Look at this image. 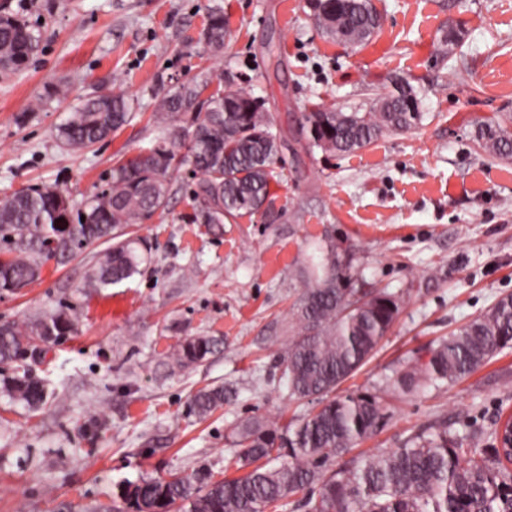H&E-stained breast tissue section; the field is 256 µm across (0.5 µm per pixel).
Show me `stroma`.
Returning a JSON list of instances; mask_svg holds the SVG:
<instances>
[{"instance_id": "1", "label": "stroma", "mask_w": 512, "mask_h": 512, "mask_svg": "<svg viewBox=\"0 0 512 512\" xmlns=\"http://www.w3.org/2000/svg\"><path fill=\"white\" fill-rule=\"evenodd\" d=\"M373 3L382 26L354 47L327 37L305 0H0V13L42 36L25 70L0 73V200L55 185L81 201L104 185L117 151L151 144L157 94L194 78L243 75L279 137L267 213L220 233L190 223L196 175L184 165L165 210L134 228L153 246L139 274L86 288L103 250L94 244L21 292H0V321L61 303L80 315L78 334L38 365L53 390L46 405L28 410L0 394V512H124L121 485L144 477L236 475L232 424L283 425L315 407L289 399L279 377L302 271L326 238L350 255L353 287L403 298L375 356L338 389L382 396L385 423L334 467L437 427L465 447L494 446L512 417V350L415 396L390 382L512 293V160L474 142L477 121L512 116V0ZM216 4L231 37L212 57L199 33ZM452 25L464 34L456 49L440 43ZM402 75L422 100L417 128L343 156L307 151L301 126L313 106L366 111ZM52 84L65 91L44 100ZM96 86L127 93L135 115L91 148H67L57 130ZM197 335L221 344L201 364L173 368L178 343ZM217 385L223 408L198 420L190 393Z\"/></svg>"}]
</instances>
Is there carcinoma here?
Masks as SVG:
<instances>
[{"label": "carcinoma", "mask_w": 512, "mask_h": 512, "mask_svg": "<svg viewBox=\"0 0 512 512\" xmlns=\"http://www.w3.org/2000/svg\"><path fill=\"white\" fill-rule=\"evenodd\" d=\"M310 16L331 37L362 45L380 28L372 0H306ZM230 31L224 9H209L199 42L215 55ZM40 33L26 21L0 14V71L19 72L36 56ZM206 80L182 82L164 92L153 122L159 136L138 152L117 157L107 189L75 207L60 189L37 186L0 201V289L20 290L38 280L48 241H58L60 264L100 240L110 247L87 276L89 288L119 285L139 272L150 250L129 227L144 224L166 208L177 159L200 175L193 190V224H218L259 211L270 196L278 153L274 117L245 82L229 75L205 98ZM134 115L125 93L92 92L59 127L67 147L89 148L116 132ZM421 100L408 78L393 80L367 112L319 107L304 115L308 150L350 154L391 134L407 132L422 120ZM479 149L512 158V130L506 123L476 124ZM186 150L179 156L180 150ZM348 255L336 244L316 247L308 280L295 304L296 337L288 346L281 379L293 400L318 399L319 407L294 427L259 419L234 424L233 456L239 477H218L210 469L167 478H143L121 488L133 512H268L306 490V512H512V457L499 447L477 456L463 440L443 429L410 437L405 445L333 471V460L382 425L380 398L334 392L365 365L386 336L401 306L387 289L361 293L351 287ZM79 313L67 304L46 308L32 320L0 323V367L13 374L0 380L15 403L35 409L50 395L49 381L28 364L26 351L55 345L78 331ZM218 346L211 336L185 338L173 353L181 369L200 364ZM512 348V294L499 298L483 315L428 350L396 374L392 387L409 392L437 388L465 378ZM224 406V387L200 389L189 408L204 419Z\"/></svg>", "instance_id": "1"}]
</instances>
